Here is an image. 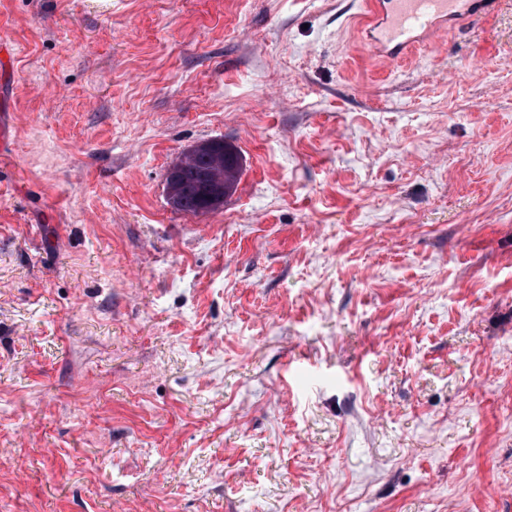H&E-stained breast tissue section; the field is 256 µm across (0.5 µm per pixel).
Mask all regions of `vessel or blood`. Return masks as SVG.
<instances>
[{
    "mask_svg": "<svg viewBox=\"0 0 512 512\" xmlns=\"http://www.w3.org/2000/svg\"><path fill=\"white\" fill-rule=\"evenodd\" d=\"M501 0H370L363 41L381 61L406 60L441 31L494 15Z\"/></svg>",
    "mask_w": 512,
    "mask_h": 512,
    "instance_id": "b4317fda",
    "label": "vessel or blood"
}]
</instances>
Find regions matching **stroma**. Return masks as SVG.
Wrapping results in <instances>:
<instances>
[{"label":"stroma","mask_w":512,"mask_h":512,"mask_svg":"<svg viewBox=\"0 0 512 512\" xmlns=\"http://www.w3.org/2000/svg\"><path fill=\"white\" fill-rule=\"evenodd\" d=\"M365 16L0 0V512H512V0ZM363 41L380 61L410 59L441 31L494 15L501 0H371ZM224 151L225 143L224 139L221 138H212L194 144L186 151L180 161L176 162L168 169L166 173L168 182L174 185L181 180L183 177V161L187 156L191 157L186 158L185 165L189 169V172H191L195 169L211 168L213 160L208 156L211 155L215 158L214 169L208 175L202 174L200 179L203 185L206 186L207 191H209V200L212 204V209L221 208L225 198L224 188L230 190L231 193L237 183L240 172V169L235 171L234 159L231 155L225 154ZM221 158L224 160V164H222ZM173 197L175 198L173 208L178 212L194 216L209 213L205 211L208 201L189 183L173 186Z\"/></svg>","instance_id":"stroma-1"}]
</instances>
